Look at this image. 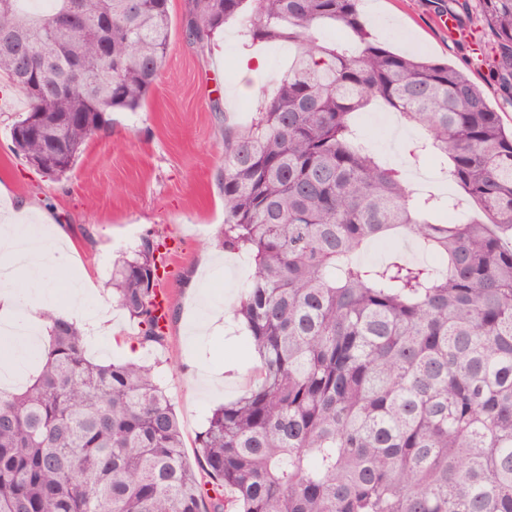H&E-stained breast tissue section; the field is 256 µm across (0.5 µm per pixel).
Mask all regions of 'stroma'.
I'll return each mask as SVG.
<instances>
[{
    "label": "stroma",
    "mask_w": 512,
    "mask_h": 512,
    "mask_svg": "<svg viewBox=\"0 0 512 512\" xmlns=\"http://www.w3.org/2000/svg\"><path fill=\"white\" fill-rule=\"evenodd\" d=\"M386 10L366 16L372 35H385L397 53L420 54L471 74L502 123L512 127V105L487 69L462 42L449 40L436 22L434 7L421 0H385ZM184 0H172V34L168 56L154 91L134 112H113L108 124L86 144L75 168L55 179L36 171L15 152L10 128L27 110L24 97L0 78V205L30 207L31 223L64 245L73 272H87L92 296L102 314L111 316L112 333L102 337L92 357L123 356L136 325L112 305L115 260L155 236L175 248L162 288L169 301L167 338L153 349L156 376L172 399L185 454L195 460L199 433L211 409L245 393L253 384V359L247 358L244 331L233 307L253 273L251 259L224 248V131L249 123L257 98L273 90L288 63L287 44L245 46L240 23L221 30L211 48L198 52L182 25ZM265 59L263 70L243 76L247 51ZM243 76L250 92L228 103L225 80ZM362 122L378 130L375 151L405 169L407 148L418 131L388 123L382 110H369ZM224 312V325L203 342H194L192 321L209 309ZM220 373V391L204 381Z\"/></svg>",
    "instance_id": "35a3bbf8"
}]
</instances>
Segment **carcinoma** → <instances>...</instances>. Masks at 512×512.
<instances>
[{
	"instance_id": "cac0c4a2",
	"label": "carcinoma",
	"mask_w": 512,
	"mask_h": 512,
	"mask_svg": "<svg viewBox=\"0 0 512 512\" xmlns=\"http://www.w3.org/2000/svg\"><path fill=\"white\" fill-rule=\"evenodd\" d=\"M53 2L42 16L0 6V75L28 102L17 154L60 178L106 114L148 99L172 18L170 0H80L86 26L59 34L49 22L68 0ZM358 3L184 0L201 50L237 18L253 43L294 46L250 124L224 131V248L254 262L235 314L256 365L198 435L213 483L188 462L152 367L93 360L50 314L38 375L0 389V512H512V132L466 72L372 38ZM473 10L512 104V0L446 7ZM21 49L56 60L27 89ZM75 61L83 80L56 92ZM377 102L422 130L410 162L439 164L475 213L448 223L454 197L414 191L372 155L356 115ZM395 235L432 261H360ZM162 246L147 237L112 269L143 346L165 342Z\"/></svg>"
}]
</instances>
